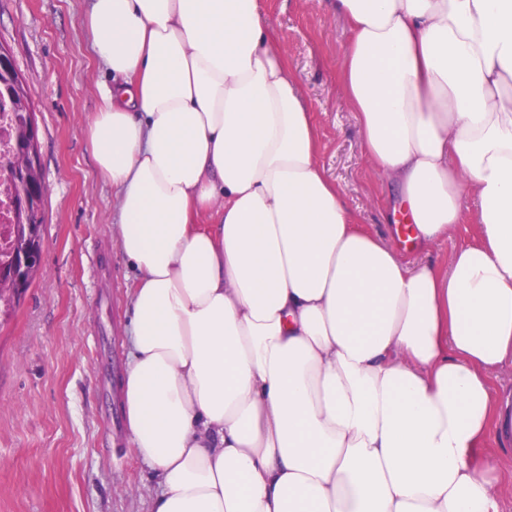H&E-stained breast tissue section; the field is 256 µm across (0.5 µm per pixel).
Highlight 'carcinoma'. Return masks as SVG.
<instances>
[{
    "label": "carcinoma",
    "mask_w": 512,
    "mask_h": 512,
    "mask_svg": "<svg viewBox=\"0 0 512 512\" xmlns=\"http://www.w3.org/2000/svg\"><path fill=\"white\" fill-rule=\"evenodd\" d=\"M9 89L15 120L14 153L29 159L27 148L30 140L29 115L34 113L24 83L14 67L0 66V83ZM44 181L42 167L31 168L27 174L11 178L14 198V220L10 241L31 252L30 263L19 270L20 279L0 291V324L11 319L22 298L40 273L44 234L43 200Z\"/></svg>",
    "instance_id": "1"
}]
</instances>
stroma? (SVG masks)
<instances>
[{
	"label": "stroma",
	"mask_w": 512,
	"mask_h": 512,
	"mask_svg": "<svg viewBox=\"0 0 512 512\" xmlns=\"http://www.w3.org/2000/svg\"><path fill=\"white\" fill-rule=\"evenodd\" d=\"M272 39L312 106L318 159L362 226L386 230L396 191L366 157L338 80L350 32L320 0H262ZM88 0H0V46L37 106L46 182L39 277L0 325V512H149L155 477L123 414L136 273L112 236L116 192L85 129L112 77L82 24Z\"/></svg>",
	"instance_id": "stroma-1"
}]
</instances>
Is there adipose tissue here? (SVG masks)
<instances>
[{"label": "adipose tissue", "mask_w": 512, "mask_h": 512, "mask_svg": "<svg viewBox=\"0 0 512 512\" xmlns=\"http://www.w3.org/2000/svg\"><path fill=\"white\" fill-rule=\"evenodd\" d=\"M417 248L362 229L260 0H90L86 137L137 272L120 383L150 512H502L512 484V0H326ZM224 209L209 215L216 201ZM475 239V226L471 220L466 219L463 224H459L455 229L454 233L448 240H443L432 244L428 249L427 253H421L418 251L408 250L403 240L392 238V244L396 250L402 254L407 260H416L422 255L428 256L433 260L444 261L451 249L459 244L472 242Z\"/></svg>", "instance_id": "ef3b65f1"}]
</instances>
